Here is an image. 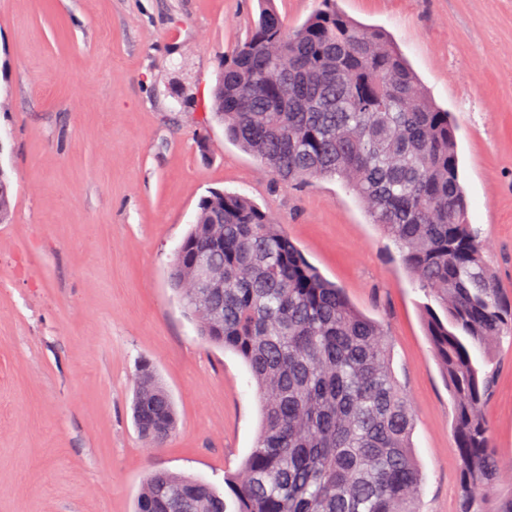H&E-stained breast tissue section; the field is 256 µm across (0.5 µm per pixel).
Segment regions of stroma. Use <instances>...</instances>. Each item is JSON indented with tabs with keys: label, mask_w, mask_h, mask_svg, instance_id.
Returning a JSON list of instances; mask_svg holds the SVG:
<instances>
[{
	"label": "stroma",
	"mask_w": 512,
	"mask_h": 512,
	"mask_svg": "<svg viewBox=\"0 0 512 512\" xmlns=\"http://www.w3.org/2000/svg\"><path fill=\"white\" fill-rule=\"evenodd\" d=\"M384 31L458 128L468 220L512 299V0H336ZM261 0H0V512H133L166 469L225 491L260 424L244 361L197 333L168 270L202 199H251L349 300L381 321L414 416L421 512H456L448 381L427 297L336 178L277 183L224 134L212 89ZM484 407L512 474V342ZM150 363L177 425L138 434Z\"/></svg>",
	"instance_id": "1"
}]
</instances>
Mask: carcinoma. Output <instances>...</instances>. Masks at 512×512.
I'll return each mask as SVG.
<instances>
[{"mask_svg": "<svg viewBox=\"0 0 512 512\" xmlns=\"http://www.w3.org/2000/svg\"><path fill=\"white\" fill-rule=\"evenodd\" d=\"M265 2L249 37L224 55L214 112L274 179L339 177L396 244L435 302L426 323L454 403L456 512H488L501 469L483 406L498 374L493 348L512 331V301L468 221L451 115L421 90L388 37L358 28L336 0H320L294 29ZM9 190L0 169L1 222ZM185 242L171 281L201 335L243 358L260 399L252 451L224 476L234 512H416L414 422L383 326L244 196L203 199ZM210 243L224 287L204 300L188 265ZM133 413L149 441L176 427L172 399L147 364ZM226 510L214 488L156 471L134 512Z\"/></svg>", "mask_w": 512, "mask_h": 512, "instance_id": "1", "label": "carcinoma"}]
</instances>
